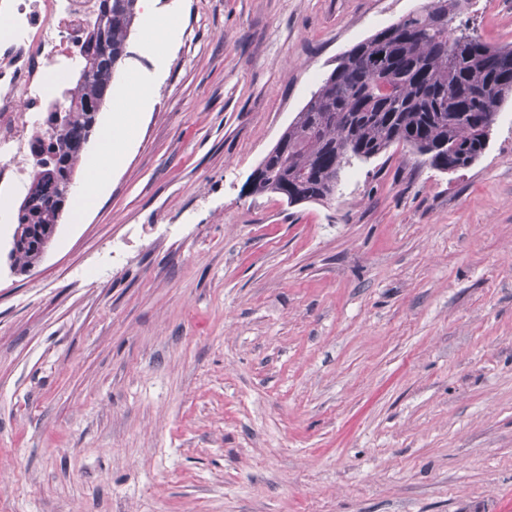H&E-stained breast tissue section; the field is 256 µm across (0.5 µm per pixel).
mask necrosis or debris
<instances>
[{"label":"necrosis or debris","mask_w":512,"mask_h":512,"mask_svg":"<svg viewBox=\"0 0 512 512\" xmlns=\"http://www.w3.org/2000/svg\"><path fill=\"white\" fill-rule=\"evenodd\" d=\"M97 0H5L0 6V167L22 175L16 158L40 132L30 115L94 23Z\"/></svg>","instance_id":"1"}]
</instances>
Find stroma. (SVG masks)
<instances>
[{"instance_id": "obj_1", "label": "stroma", "mask_w": 512, "mask_h": 512, "mask_svg": "<svg viewBox=\"0 0 512 512\" xmlns=\"http://www.w3.org/2000/svg\"><path fill=\"white\" fill-rule=\"evenodd\" d=\"M425 0H156L158 72L95 203L0 263V512H512V101L291 206L248 181L356 43ZM460 20L512 44V0Z\"/></svg>"}]
</instances>
